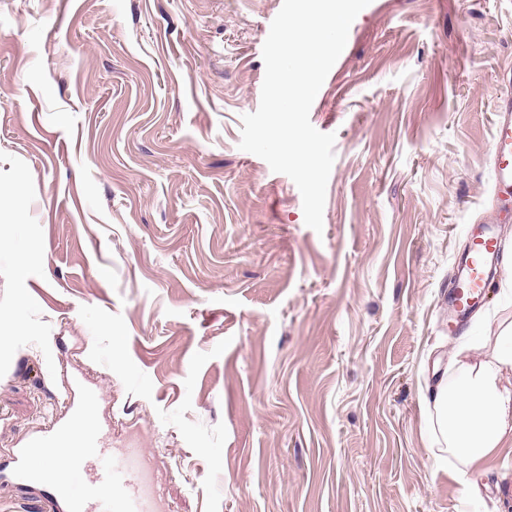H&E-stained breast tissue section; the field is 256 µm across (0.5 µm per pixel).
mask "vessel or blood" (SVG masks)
Instances as JSON below:
<instances>
[{
  "label": "vessel or blood",
  "mask_w": 512,
  "mask_h": 512,
  "mask_svg": "<svg viewBox=\"0 0 512 512\" xmlns=\"http://www.w3.org/2000/svg\"><path fill=\"white\" fill-rule=\"evenodd\" d=\"M492 137L490 157L499 192L500 211L512 206V99L501 106ZM505 253L493 224L473 229L466 253L458 261V276L448 294V312L465 325L482 303L490 270L500 267ZM96 391L72 381L66 392L65 415L50 429L25 438L11 449L0 466V484L15 489L42 487L34 500L36 512H158L153 484L148 479L150 460L141 448H113L106 430L94 418ZM44 448H62L64 462L51 483H44L31 465Z\"/></svg>",
  "instance_id": "obj_1"
}]
</instances>
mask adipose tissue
Returning a JSON list of instances; mask_svg holds the SVG:
<instances>
[{
  "mask_svg": "<svg viewBox=\"0 0 512 512\" xmlns=\"http://www.w3.org/2000/svg\"><path fill=\"white\" fill-rule=\"evenodd\" d=\"M471 349V338L462 337L435 388L430 419L433 457L468 475L512 439V323L491 357L472 356Z\"/></svg>",
  "mask_w": 512,
  "mask_h": 512,
  "instance_id": "1",
  "label": "adipose tissue"
}]
</instances>
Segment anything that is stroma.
<instances>
[{"label":"stroma","mask_w":512,"mask_h":512,"mask_svg":"<svg viewBox=\"0 0 512 512\" xmlns=\"http://www.w3.org/2000/svg\"><path fill=\"white\" fill-rule=\"evenodd\" d=\"M282 4L0 0V196L24 201L0 208V465L79 376L161 512H512V455L474 483L428 428L443 296L496 212L512 0L357 15L309 113L335 136L319 233L239 147ZM509 286L469 320L479 353Z\"/></svg>","instance_id":"obj_1"}]
</instances>
